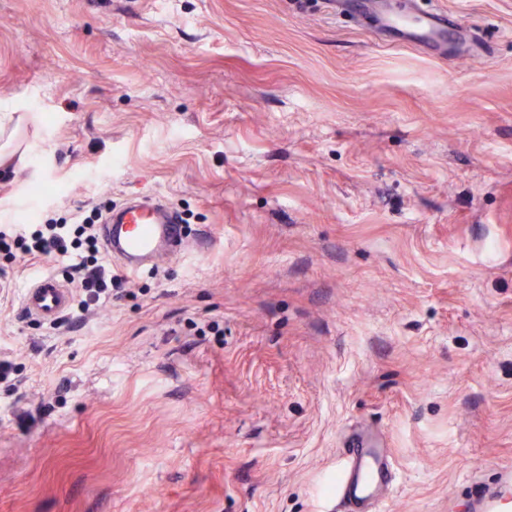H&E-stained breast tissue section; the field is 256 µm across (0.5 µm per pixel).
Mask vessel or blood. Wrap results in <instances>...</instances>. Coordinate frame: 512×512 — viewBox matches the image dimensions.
I'll list each match as a JSON object with an SVG mask.
<instances>
[{"mask_svg":"<svg viewBox=\"0 0 512 512\" xmlns=\"http://www.w3.org/2000/svg\"><path fill=\"white\" fill-rule=\"evenodd\" d=\"M329 7L339 17L351 13L368 17L381 40L434 57L460 61L481 50L475 37L466 35L448 12L425 8L422 0H329ZM103 238L110 257L129 276L152 268L159 256L184 242L176 212L148 196L113 207L104 220ZM70 305V288L54 274L39 276L22 294L25 313L47 324L56 322ZM393 473L394 463L382 439L358 442L340 454L327 481V497L384 512ZM475 501L479 512H512V497L505 494L484 492Z\"/></svg>","mask_w":512,"mask_h":512,"instance_id":"1","label":"vessel or blood"}]
</instances>
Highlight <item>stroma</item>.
<instances>
[{
    "mask_svg": "<svg viewBox=\"0 0 512 512\" xmlns=\"http://www.w3.org/2000/svg\"><path fill=\"white\" fill-rule=\"evenodd\" d=\"M433 58L324 0H0V220L149 195L189 250L56 328L0 260V512H335L381 435L386 512L512 471V0H430ZM42 193H33V186ZM394 463L389 448H383V439L374 442L362 438L350 448H343L336 470L327 481L326 497L336 504L347 500L364 510L372 505L374 511H385L388 497L385 491L393 481Z\"/></svg>",
    "mask_w": 512,
    "mask_h": 512,
    "instance_id": "obj_1",
    "label": "stroma"
}]
</instances>
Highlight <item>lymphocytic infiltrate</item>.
Instances as JSON below:
<instances>
[{"mask_svg": "<svg viewBox=\"0 0 512 512\" xmlns=\"http://www.w3.org/2000/svg\"><path fill=\"white\" fill-rule=\"evenodd\" d=\"M112 208L103 200L88 211L49 217L41 224H1L0 258L29 265L48 258L65 260L64 278L77 296V308L88 314L111 302L117 278L100 243L98 227Z\"/></svg>", "mask_w": 512, "mask_h": 512, "instance_id": "1", "label": "lymphocytic infiltrate"}]
</instances>
